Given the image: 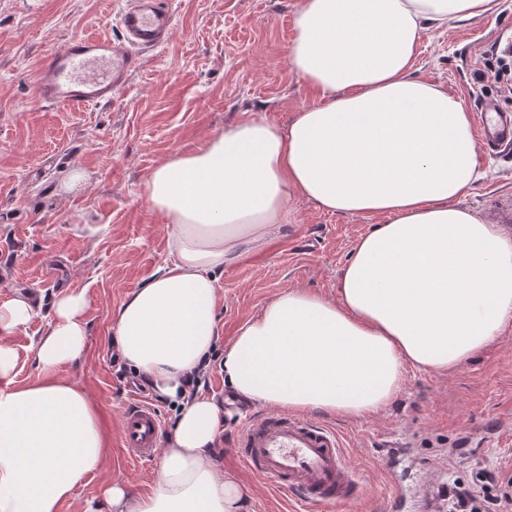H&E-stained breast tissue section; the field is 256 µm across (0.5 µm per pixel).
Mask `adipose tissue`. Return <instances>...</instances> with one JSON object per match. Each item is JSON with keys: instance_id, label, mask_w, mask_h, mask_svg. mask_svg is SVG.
Here are the masks:
<instances>
[{"instance_id": "adipose-tissue-1", "label": "adipose tissue", "mask_w": 512, "mask_h": 512, "mask_svg": "<svg viewBox=\"0 0 512 512\" xmlns=\"http://www.w3.org/2000/svg\"><path fill=\"white\" fill-rule=\"evenodd\" d=\"M501 0H300L288 64L317 104L287 127L264 114L227 124L162 160L146 199L166 221L171 260L117 308L112 343L179 410L155 489L113 480L86 512H245L250 492L217 459L224 409L185 380L221 327L219 275L294 223L302 197L342 215H379L343 267L336 299L293 288L224 348L238 400L364 418L411 369L444 373L512 324V237L460 197L480 181L470 112L413 76L423 32L491 17ZM86 295L60 294L29 350L44 374L19 385L9 339L38 311L0 304V512H60L109 448L98 406L59 371L86 350Z\"/></svg>"}]
</instances>
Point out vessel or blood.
<instances>
[{
  "label": "vessel or blood",
  "instance_id": "b4317fda",
  "mask_svg": "<svg viewBox=\"0 0 512 512\" xmlns=\"http://www.w3.org/2000/svg\"><path fill=\"white\" fill-rule=\"evenodd\" d=\"M121 40L83 35L49 54L34 82L36 102L71 108L111 102L126 85L136 50L164 46L173 29L158 0H129L120 13ZM477 133L484 144L512 141V114L487 103ZM162 421L150 402H130L121 418V444L129 460L160 451ZM235 452L255 475L278 491L319 505L357 502L364 489L340 436L299 415L278 411L254 416L240 430Z\"/></svg>",
  "mask_w": 512,
  "mask_h": 512
}]
</instances>
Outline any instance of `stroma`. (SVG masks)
I'll list each match as a JSON object with an SVG mask.
<instances>
[{
    "instance_id": "35a3bbf8",
    "label": "stroma",
    "mask_w": 512,
    "mask_h": 512,
    "mask_svg": "<svg viewBox=\"0 0 512 512\" xmlns=\"http://www.w3.org/2000/svg\"><path fill=\"white\" fill-rule=\"evenodd\" d=\"M167 2L174 12L169 43L138 53L112 103L66 110L34 103L37 68L71 37L120 39L124 0H0V302L23 292L46 311L62 291L86 292L87 348L61 374L96 400L110 440L103 469L84 476L62 512H83L110 477L138 493L155 486L156 461H129L121 447V414L132 394L112 366L109 344L116 309L170 257L165 221L144 196L147 175L228 123L262 112L284 127L318 99L288 65L299 0ZM502 34H512V0H502L498 15L424 33L416 74L457 94L471 115L489 100L512 112V98L476 81ZM478 163L486 176L460 203L512 236V224L500 218L512 210V143ZM74 169L84 181L70 190L65 181ZM289 205L295 223L219 279L224 340L282 291L335 298L357 240L377 222L302 198ZM209 392L224 402V468L250 490L248 512H308L234 453L237 431L259 405L237 402L218 371ZM312 419L340 434L364 486L360 503L333 512H388L396 490L399 512H437L449 476L468 478L477 463L512 471V329L450 373L409 370L402 391L376 414Z\"/></svg>"
}]
</instances>
